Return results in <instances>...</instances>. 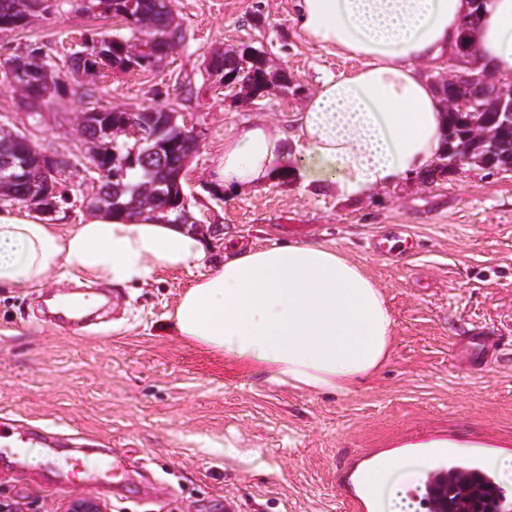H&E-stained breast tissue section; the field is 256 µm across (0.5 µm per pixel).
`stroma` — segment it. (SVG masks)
I'll return each instance as SVG.
<instances>
[{
	"instance_id": "stroma-1",
	"label": "stroma",
	"mask_w": 512,
	"mask_h": 512,
	"mask_svg": "<svg viewBox=\"0 0 512 512\" xmlns=\"http://www.w3.org/2000/svg\"><path fill=\"white\" fill-rule=\"evenodd\" d=\"M185 39L151 70L104 69L67 86L32 121L22 91L0 75V122L24 132L48 155L85 160L78 117L88 102L118 111L171 102L200 131V148L182 178L195 217L220 224L208 238L213 259L228 242L265 245L318 241L360 265L384 293L395 321L389 359L347 397L296 390L242 371L175 335L170 317L203 268L160 270L124 288L111 313L75 334L34 317L37 288L0 291V411L92 439L85 458L105 452L144 458L128 474L125 497L99 499L107 512H354L361 471L397 454L420 459L414 444L457 442L465 461L512 452V173L466 166L426 170L361 199L276 178L228 195L212 180L224 142L246 123L284 132L323 78L357 59L308 42L290 19L292 0H170ZM87 30L123 35L122 19L53 13L25 33L0 32V63L18 43L40 46L60 75ZM250 44L287 89H269L245 106L224 97L204 61L215 50ZM70 202L52 223L90 217L95 183L65 175ZM409 247L376 255L380 238ZM483 332L491 357L461 349ZM0 460V500L16 512H66L76 488L59 489L47 467Z\"/></svg>"
}]
</instances>
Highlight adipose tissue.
<instances>
[{
  "instance_id": "obj_1",
  "label": "adipose tissue",
  "mask_w": 512,
  "mask_h": 512,
  "mask_svg": "<svg viewBox=\"0 0 512 512\" xmlns=\"http://www.w3.org/2000/svg\"><path fill=\"white\" fill-rule=\"evenodd\" d=\"M467 9L466 0H293L292 20L307 41L360 65L325 78L297 115L292 137L302 154L294 166L278 137L246 125L224 143L216 186L233 191L290 176L358 197L427 169L441 150L445 116L416 63L447 58ZM473 39L490 71L512 77V0H487ZM198 265L208 271L182 295L174 330L226 362L342 396L386 364L394 320L383 292L323 244L236 245L212 265L197 234L148 212L100 211L65 232L25 212H0L2 289L38 287L71 268L135 286L155 270ZM420 478L400 457L363 475L376 512H413L407 490Z\"/></svg>"
}]
</instances>
